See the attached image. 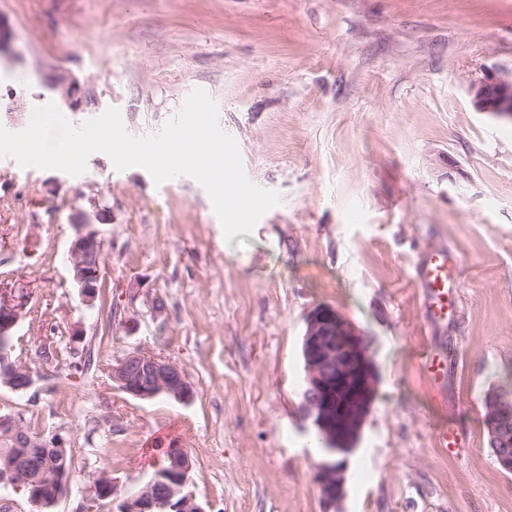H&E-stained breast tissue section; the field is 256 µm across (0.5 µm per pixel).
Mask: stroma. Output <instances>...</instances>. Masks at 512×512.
<instances>
[{"label": "stroma", "mask_w": 512, "mask_h": 512, "mask_svg": "<svg viewBox=\"0 0 512 512\" xmlns=\"http://www.w3.org/2000/svg\"><path fill=\"white\" fill-rule=\"evenodd\" d=\"M491 69L512 73V0H0L1 127L23 130L60 75L89 96L72 125L114 107L134 136L201 88L248 179L280 197L228 240L193 178L0 159V282L31 296L10 355L35 379L0 384V414L65 438L72 474L51 512H80L102 468L117 496L99 510L117 512L171 445L190 451L206 512H326L301 409L320 305L366 334L376 375L340 512H512L484 423L487 391L512 395V121L470 96ZM20 72L31 87L16 92ZM82 214L102 241L91 308L67 261ZM441 243L462 260V310L439 392L415 263ZM135 348L176 361L191 400L112 382L107 365ZM437 421L459 430L455 452Z\"/></svg>", "instance_id": "35a3bbf8"}]
</instances>
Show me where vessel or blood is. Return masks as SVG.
Listing matches in <instances>:
<instances>
[{
    "mask_svg": "<svg viewBox=\"0 0 512 512\" xmlns=\"http://www.w3.org/2000/svg\"><path fill=\"white\" fill-rule=\"evenodd\" d=\"M460 272V260L448 247H432L421 258L416 278L422 290L423 316L431 325L447 326L449 316L457 314ZM423 364L432 385L443 388L448 379L447 355L428 352Z\"/></svg>",
    "mask_w": 512,
    "mask_h": 512,
    "instance_id": "obj_1",
    "label": "vessel or blood"
}]
</instances>
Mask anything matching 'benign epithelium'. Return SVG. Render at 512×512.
Returning a JSON list of instances; mask_svg holds the SVG:
<instances>
[{"instance_id":"obj_1","label":"benign epithelium","mask_w":512,"mask_h":512,"mask_svg":"<svg viewBox=\"0 0 512 512\" xmlns=\"http://www.w3.org/2000/svg\"><path fill=\"white\" fill-rule=\"evenodd\" d=\"M71 111L82 109L86 92L74 79L58 78ZM476 111L512 120V76L487 73L471 87ZM75 235L68 249L73 281L86 306L94 307L101 285L102 242L95 224L86 216L74 222ZM28 293L16 286L0 284V384L15 391H27L33 384L29 370L11 360V340L26 314ZM303 352L311 395L303 401L305 417L317 435L330 447L331 457L314 469L327 508H336L345 493V467H336L334 455L347 456L354 451L367 414L375 398V369L365 334L341 312L331 306L314 308L306 319ZM112 381L125 393L139 399L165 394L188 402L192 387L180 365L164 355L135 349L115 359L110 368ZM512 420V396L493 392L485 401V426L494 445L507 443L506 429ZM0 438L25 448H57L61 465L32 476L15 458L0 464V488L27 493L37 509L51 508L67 490L72 462L67 460L64 439L45 436L26 428L11 414L0 415ZM192 468L188 451L173 456L170 465L157 469L136 493L125 497L118 512H206L196 496L187 490ZM165 485L163 495L157 486ZM117 493L107 470L98 471L85 490L84 512H98L100 502Z\"/></svg>"}]
</instances>
